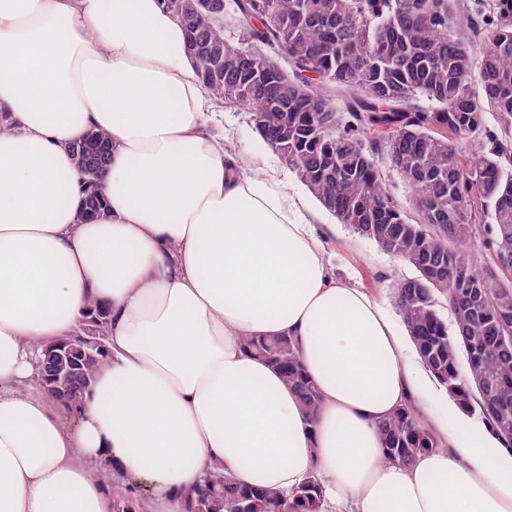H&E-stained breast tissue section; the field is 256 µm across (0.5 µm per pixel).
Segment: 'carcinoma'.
<instances>
[{
    "instance_id": "cac0c4a2",
    "label": "carcinoma",
    "mask_w": 512,
    "mask_h": 512,
    "mask_svg": "<svg viewBox=\"0 0 512 512\" xmlns=\"http://www.w3.org/2000/svg\"><path fill=\"white\" fill-rule=\"evenodd\" d=\"M181 5L185 36L196 35L224 53V27L200 0ZM236 0L241 40L278 47L289 73L275 90L253 84L248 68L230 66L208 76L211 58L193 57L206 89L218 101L255 117L256 131L339 223L408 263L415 274L393 287L394 303L426 367L463 407L476 411L512 448V11L503 4L487 15L458 21V0ZM464 25L484 48L474 60ZM480 82L482 96L472 91ZM345 111H336L335 94ZM431 106L425 107L421 100ZM336 127H317L319 112ZM495 114L497 130L485 123ZM473 145L470 157L462 144ZM386 153L412 189L414 213L392 197L374 158ZM78 168L95 185L106 162L78 148ZM432 199L428 214L422 204ZM102 205L90 193L81 219ZM447 304L453 332L440 315ZM246 345L276 366L312 414L317 384L304 373L298 344L286 336L248 337ZM466 356L467 375L460 374ZM104 351L66 362L71 394L81 397L102 367ZM391 459L411 462L440 447L411 403L380 425ZM112 512H133L126 488L109 481ZM319 481L293 490L298 512H319ZM279 495L266 487H242L222 469L207 472L186 498V512H276Z\"/></svg>"
}]
</instances>
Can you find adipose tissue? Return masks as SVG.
I'll return each mask as SVG.
<instances>
[{"label": "adipose tissue", "instance_id": "ef3b65f1", "mask_svg": "<svg viewBox=\"0 0 512 512\" xmlns=\"http://www.w3.org/2000/svg\"><path fill=\"white\" fill-rule=\"evenodd\" d=\"M160 0H0V512H185L221 467L321 512H512V449L449 398L399 322L336 278L289 171L252 168ZM112 144L93 221L73 144ZM108 310L80 411L41 349ZM247 336L298 341L315 415ZM441 401V446L389 459L380 423ZM152 483L153 498L140 497ZM319 481L311 476L302 485L293 490L294 504L300 512H319Z\"/></svg>", "mask_w": 512, "mask_h": 512}]
</instances>
